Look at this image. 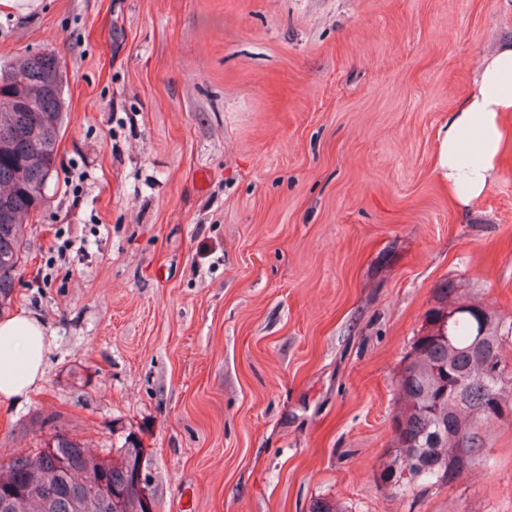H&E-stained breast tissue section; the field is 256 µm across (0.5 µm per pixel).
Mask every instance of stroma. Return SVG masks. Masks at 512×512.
<instances>
[{
  "label": "stroma",
  "instance_id": "35a3bbf8",
  "mask_svg": "<svg viewBox=\"0 0 512 512\" xmlns=\"http://www.w3.org/2000/svg\"><path fill=\"white\" fill-rule=\"evenodd\" d=\"M512 0H39L0 66L56 51V169L6 314L48 337L0 462L54 430L142 449L156 512H512L490 466L399 492L398 379L444 285L512 321V152L456 205L437 134Z\"/></svg>",
  "mask_w": 512,
  "mask_h": 512
}]
</instances>
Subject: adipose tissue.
Listing matches in <instances>:
<instances>
[{
	"label": "adipose tissue",
	"instance_id": "ef3b65f1",
	"mask_svg": "<svg viewBox=\"0 0 512 512\" xmlns=\"http://www.w3.org/2000/svg\"><path fill=\"white\" fill-rule=\"evenodd\" d=\"M512 42L483 57L471 89L448 115L437 168L459 204L479 201L494 181L512 127ZM48 341L39 321L18 312L0 320V402L23 396L43 375Z\"/></svg>",
	"mask_w": 512,
	"mask_h": 512
}]
</instances>
